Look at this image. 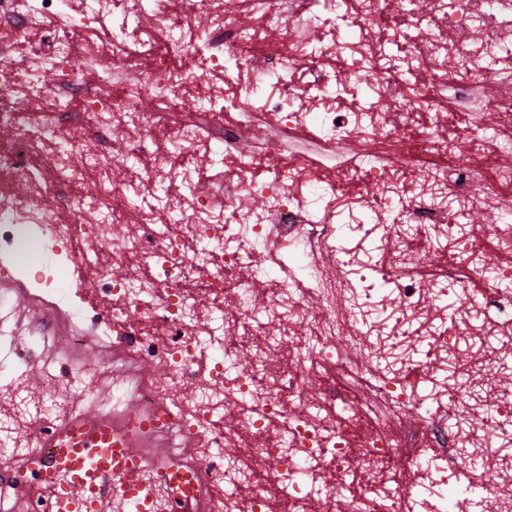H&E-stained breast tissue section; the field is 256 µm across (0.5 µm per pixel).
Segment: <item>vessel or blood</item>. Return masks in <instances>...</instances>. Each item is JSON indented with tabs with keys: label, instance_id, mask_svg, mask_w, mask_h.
Wrapping results in <instances>:
<instances>
[{
	"label": "vessel or blood",
	"instance_id": "obj_1",
	"mask_svg": "<svg viewBox=\"0 0 512 512\" xmlns=\"http://www.w3.org/2000/svg\"><path fill=\"white\" fill-rule=\"evenodd\" d=\"M28 466L39 474L54 512H103L104 488L113 480L126 489L138 512H147L150 504L151 494L139 480L147 462L134 438L113 432L105 422L88 421L73 443L55 446L50 459H29Z\"/></svg>",
	"mask_w": 512,
	"mask_h": 512
}]
</instances>
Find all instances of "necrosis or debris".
I'll use <instances>...</instances> for the list:
<instances>
[{"label":"necrosis or debris","mask_w":512,"mask_h":512,"mask_svg":"<svg viewBox=\"0 0 512 512\" xmlns=\"http://www.w3.org/2000/svg\"><path fill=\"white\" fill-rule=\"evenodd\" d=\"M138 0L122 7L119 37L97 40L101 12L73 0H0V245L34 252L0 267L12 282L0 307L16 306L27 336L0 321L9 374L61 361L91 377L78 398L23 410L0 394V415L27 430L25 457L98 418L128 430L132 415L156 417L135 433L154 465L141 474L149 512H432L411 503L419 477L400 458L430 455L439 500L457 480L490 483L458 451L453 409L425 406L424 388L462 343L497 336L512 348V300L491 287L482 301L438 322L432 293L466 291L493 238L512 276V95L490 98L488 71L512 79V0H427L393 13L390 0ZM32 38L31 59L12 54ZM84 68L73 65L74 57ZM60 70L56 84L42 66ZM201 105L187 119L181 105ZM497 114L487 136L480 114ZM53 112L77 131L70 145L42 122ZM263 145L242 144L253 125ZM144 165L111 177L104 139ZM224 171L200 178L211 148ZM167 202L131 207L128 190ZM258 199L245 212L243 197ZM400 200L396 223L371 268L395 285L391 307L429 318L380 326L384 344L407 352L403 365L367 379L359 350H378L371 332L338 306L351 290L336 253V218L346 209L379 212ZM496 209L489 236L450 235L448 200ZM98 212L101 224L82 215ZM426 237L419 245L406 228ZM121 256L129 271L112 277ZM265 263L269 279L243 271ZM94 280L73 288L74 276ZM261 309L243 307V287ZM350 338L349 348L337 344ZM99 363L85 360L87 348ZM250 367L236 364L239 354ZM160 361L165 368L145 372ZM321 369L317 388L306 382ZM467 406L474 439L512 431V396L453 391ZM422 410L419 428L405 407ZM211 460L186 502L159 477L166 462L192 472ZM321 483L319 498L304 494Z\"/></svg>","instance_id":"1"}]
</instances>
